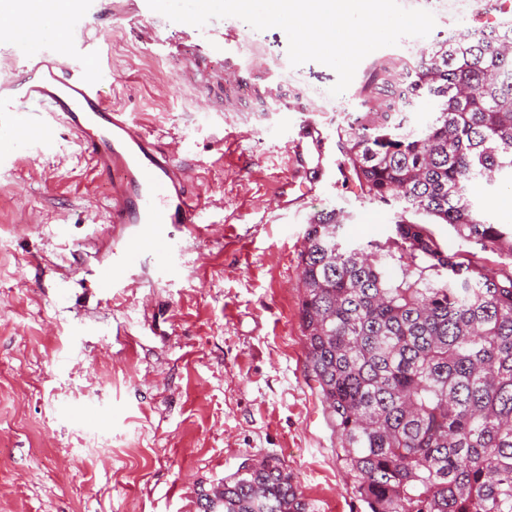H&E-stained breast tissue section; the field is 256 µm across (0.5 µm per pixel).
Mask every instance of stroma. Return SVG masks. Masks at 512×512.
Returning <instances> with one entry per match:
<instances>
[{"instance_id":"stroma-1","label":"stroma","mask_w":512,"mask_h":512,"mask_svg":"<svg viewBox=\"0 0 512 512\" xmlns=\"http://www.w3.org/2000/svg\"><path fill=\"white\" fill-rule=\"evenodd\" d=\"M101 2L79 0L72 34L104 46V94L186 159L208 221L163 225L185 247L169 272L149 245L124 266L140 228L108 224L111 183L75 133L57 124L48 142L0 143V512H199L200 489L265 458L311 512H366L300 317L309 219L342 212L344 241L363 246L391 236L400 210L338 165L348 95L330 96L336 72L310 61L284 70L279 111L257 94L225 124L224 88L202 78L214 62L148 55L149 38L174 40L172 22L157 13L120 30ZM435 2L447 26L402 38L400 58L420 59L486 6ZM310 121L326 144L303 145L321 168L307 194L287 142ZM283 191L298 205L278 208ZM107 267L113 285L102 288Z\"/></svg>"}]
</instances>
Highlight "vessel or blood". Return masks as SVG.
<instances>
[{
  "label": "vessel or blood",
  "mask_w": 512,
  "mask_h": 512,
  "mask_svg": "<svg viewBox=\"0 0 512 512\" xmlns=\"http://www.w3.org/2000/svg\"><path fill=\"white\" fill-rule=\"evenodd\" d=\"M151 15L147 0H112V18L128 25L143 23ZM177 37L188 42L192 59L217 58L219 79L229 93L228 108L264 80L272 102H279L283 81L278 67L249 43L246 29L229 22L215 37H197L193 26L182 23ZM389 58L387 48L357 70L350 89L359 107H366L372 76ZM34 101L42 110L34 126L49 127L62 120L77 134L97 176L120 173L108 207L113 224H197L201 201L187 185L183 162L169 147L154 143L142 126L116 112L89 67L72 64L68 52L26 58L17 72L0 76V117H14L18 105Z\"/></svg>",
  "instance_id": "vessel-or-blood-1"
}]
</instances>
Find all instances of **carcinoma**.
I'll use <instances>...</instances> for the list:
<instances>
[{
	"instance_id": "cac0c4a2",
	"label": "carcinoma",
	"mask_w": 512,
	"mask_h": 512,
	"mask_svg": "<svg viewBox=\"0 0 512 512\" xmlns=\"http://www.w3.org/2000/svg\"><path fill=\"white\" fill-rule=\"evenodd\" d=\"M394 94L430 100L433 117L418 131L401 112H357L338 128L361 193L402 211L393 235L368 247L342 242L334 210L309 219L308 366L369 512H512V271L446 253L427 223L406 218L512 259V224L469 192L512 183V20L433 42L402 66ZM199 498L201 512H309L275 460Z\"/></svg>"
}]
</instances>
